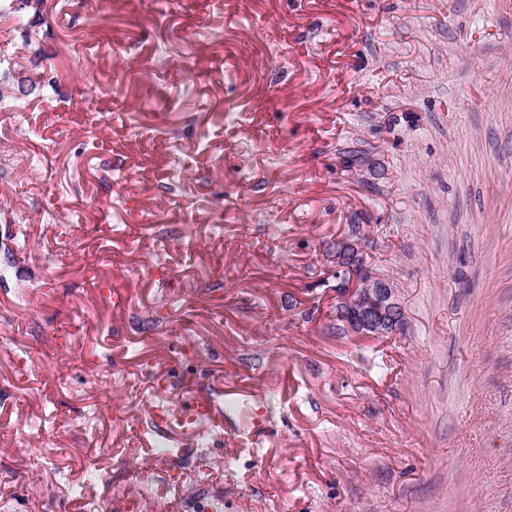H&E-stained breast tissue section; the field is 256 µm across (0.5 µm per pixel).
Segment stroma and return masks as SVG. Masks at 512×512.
<instances>
[{
    "label": "stroma",
    "instance_id": "stroma-1",
    "mask_svg": "<svg viewBox=\"0 0 512 512\" xmlns=\"http://www.w3.org/2000/svg\"><path fill=\"white\" fill-rule=\"evenodd\" d=\"M21 14L0 512H512V0ZM352 224L394 335L333 334Z\"/></svg>",
    "mask_w": 512,
    "mask_h": 512
}]
</instances>
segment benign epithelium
Listing matches in <instances>:
<instances>
[{"instance_id": "7a95c632", "label": "benign epithelium", "mask_w": 512, "mask_h": 512, "mask_svg": "<svg viewBox=\"0 0 512 512\" xmlns=\"http://www.w3.org/2000/svg\"><path fill=\"white\" fill-rule=\"evenodd\" d=\"M362 240L347 233L329 252L336 279V325L349 337L372 339L396 332L402 317L399 290L376 269L361 263Z\"/></svg>"}]
</instances>
